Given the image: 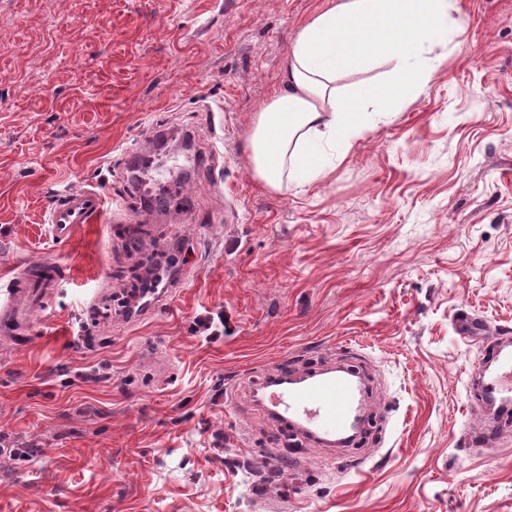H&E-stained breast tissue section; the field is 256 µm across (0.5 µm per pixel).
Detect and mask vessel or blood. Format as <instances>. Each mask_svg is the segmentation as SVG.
<instances>
[{"label":"vessel or blood","mask_w":512,"mask_h":512,"mask_svg":"<svg viewBox=\"0 0 512 512\" xmlns=\"http://www.w3.org/2000/svg\"><path fill=\"white\" fill-rule=\"evenodd\" d=\"M104 204V194L98 189L69 193L49 214L53 240H70L76 225L95 222L102 215ZM60 280L57 264L43 261L24 265L22 275L12 278L6 298L0 300V323L6 325L33 314L42 292L57 287ZM492 359L499 367L488 389L499 394L512 391V355L499 347ZM358 394L350 374L330 370L309 383L266 392L265 397L276 417L292 421L320 445L331 447L346 431Z\"/></svg>","instance_id":"vessel-or-blood-1"}]
</instances>
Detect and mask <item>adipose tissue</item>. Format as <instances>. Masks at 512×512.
Listing matches in <instances>:
<instances>
[{
    "mask_svg": "<svg viewBox=\"0 0 512 512\" xmlns=\"http://www.w3.org/2000/svg\"><path fill=\"white\" fill-rule=\"evenodd\" d=\"M454 0H330L299 28L282 70L281 90L253 119L252 171L273 191L323 174L327 148L348 152L371 114L416 97L439 65ZM386 65L382 80L357 90L338 82Z\"/></svg>",
    "mask_w": 512,
    "mask_h": 512,
    "instance_id": "adipose-tissue-1",
    "label": "adipose tissue"
}]
</instances>
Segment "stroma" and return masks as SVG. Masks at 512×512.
<instances>
[{"label": "stroma", "mask_w": 512, "mask_h": 512, "mask_svg": "<svg viewBox=\"0 0 512 512\" xmlns=\"http://www.w3.org/2000/svg\"><path fill=\"white\" fill-rule=\"evenodd\" d=\"M328 4L0 0V292L64 268L0 332V512H512V420L464 444L512 339V0H458L424 92L274 192L252 121ZM338 363L370 376L349 447L259 397ZM105 197L99 189H82L69 193L49 213L52 239L59 243L71 239L77 224H91L103 213Z\"/></svg>", "instance_id": "stroma-1"}]
</instances>
